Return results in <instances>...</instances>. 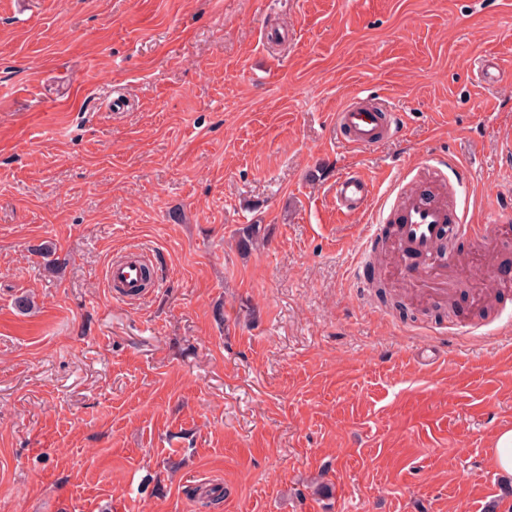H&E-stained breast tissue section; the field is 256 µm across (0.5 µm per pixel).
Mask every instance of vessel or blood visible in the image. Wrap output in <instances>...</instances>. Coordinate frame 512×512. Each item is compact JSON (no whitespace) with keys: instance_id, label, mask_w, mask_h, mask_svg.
<instances>
[{"instance_id":"1","label":"vessel or blood","mask_w":512,"mask_h":512,"mask_svg":"<svg viewBox=\"0 0 512 512\" xmlns=\"http://www.w3.org/2000/svg\"><path fill=\"white\" fill-rule=\"evenodd\" d=\"M336 126L342 142L350 147L372 146L395 135L399 129L394 113L358 101L349 102L337 111ZM335 195L340 211L357 213L371 198L372 187L365 177L346 174L337 179ZM455 221L452 208L439 190L417 185L402 194L393 237L402 248L420 257L416 276L445 283L447 259L439 246L450 236ZM138 278V264L128 259L112 262L106 271L107 282L112 286L129 285Z\"/></svg>"}]
</instances>
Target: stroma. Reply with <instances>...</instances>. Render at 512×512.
Instances as JSON below:
<instances>
[{
	"label": "stroma",
	"mask_w": 512,
	"mask_h": 512,
	"mask_svg": "<svg viewBox=\"0 0 512 512\" xmlns=\"http://www.w3.org/2000/svg\"><path fill=\"white\" fill-rule=\"evenodd\" d=\"M356 97L399 132L339 144ZM508 142L512 0H0V512H205L195 487L215 512H512V220L457 234L455 314L392 256L404 311L352 275L421 163L462 223L512 210ZM346 173L373 187L349 215ZM133 250L159 286L130 305L104 272ZM335 195L338 209L343 213H357L372 196L371 184L358 174H345L336 179ZM494 463L497 469L512 475V429L500 431L493 440Z\"/></svg>",
	"instance_id": "35a3bbf8"
}]
</instances>
